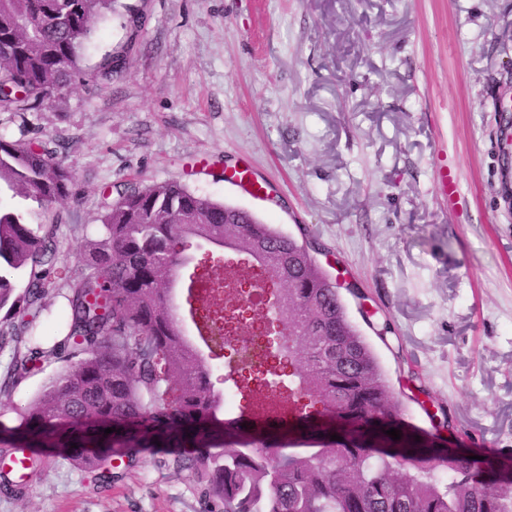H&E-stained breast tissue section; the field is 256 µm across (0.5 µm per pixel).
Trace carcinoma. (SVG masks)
Segmentation results:
<instances>
[{
	"label": "carcinoma",
	"mask_w": 512,
	"mask_h": 512,
	"mask_svg": "<svg viewBox=\"0 0 512 512\" xmlns=\"http://www.w3.org/2000/svg\"><path fill=\"white\" fill-rule=\"evenodd\" d=\"M108 13H117V0H0V112H36L69 89ZM143 19L127 9V40L102 57L97 77L122 73ZM56 154L45 140L0 138V310L39 311L58 274L57 223L34 226L3 201L9 192L50 211L68 199L75 175ZM224 207L177 181L129 187L104 203L102 239L65 278L63 341L23 352L17 344L27 325L0 334L1 350L16 344L12 379L44 360L68 363L17 409L14 447L190 448L176 466L205 482L212 512H512V487L479 479L475 460L448 461L445 481L415 436L385 434L398 428L401 409L332 276L271 224L247 214L243 224L224 223ZM226 237L256 257L249 278L270 282L295 324L276 345L270 371L252 363L237 370L240 407H257L262 390L307 397L312 408L345 414L342 440L314 442L316 451L298 455L287 452L288 434L264 437L246 426L224 438V392L188 340L171 290L190 241L212 245L190 269L194 285L211 280ZM372 416L384 421L381 440L420 453L414 471L401 472L403 458L388 448L360 447L361 424Z\"/></svg>",
	"instance_id": "obj_1"
}]
</instances>
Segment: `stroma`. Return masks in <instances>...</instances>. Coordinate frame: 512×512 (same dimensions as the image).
Returning a JSON list of instances; mask_svg holds the SVG:
<instances>
[{"mask_svg":"<svg viewBox=\"0 0 512 512\" xmlns=\"http://www.w3.org/2000/svg\"><path fill=\"white\" fill-rule=\"evenodd\" d=\"M128 2L145 23L120 76L0 113V138L55 141L75 175L59 213L24 203L31 224L61 216V270L99 238L102 188L180 181L318 248L423 440L512 459V0ZM125 40L102 20L84 70ZM66 294L34 321L1 310L0 331L60 343ZM64 367L0 390V425ZM176 455L123 449L104 483L46 448L0 512H208Z\"/></svg>","mask_w":512,"mask_h":512,"instance_id":"stroma-1","label":"stroma"}]
</instances>
